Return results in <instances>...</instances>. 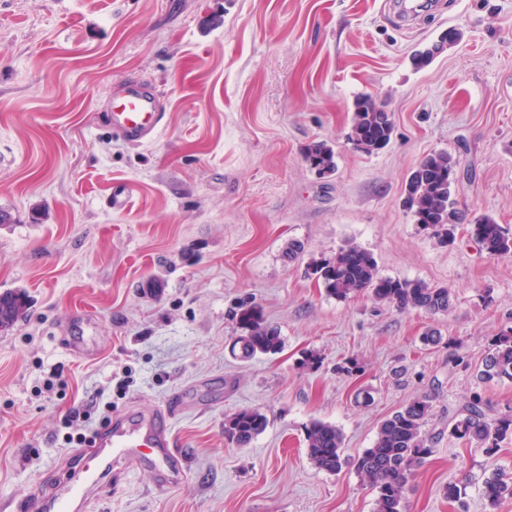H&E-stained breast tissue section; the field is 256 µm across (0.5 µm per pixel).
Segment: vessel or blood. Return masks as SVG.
I'll return each mask as SVG.
<instances>
[{
    "mask_svg": "<svg viewBox=\"0 0 512 512\" xmlns=\"http://www.w3.org/2000/svg\"><path fill=\"white\" fill-rule=\"evenodd\" d=\"M164 117L162 95L151 85L128 79L113 87L104 121L113 135L143 143L155 137ZM89 327V322L78 323L72 335L62 337V344L77 354L91 353L85 334ZM174 410L169 403L152 412L130 411L102 427L87 448L70 455V477L24 499L22 512H84L89 494L99 489L118 465H151L158 488L166 489L169 473L180 465L169 428Z\"/></svg>",
    "mask_w": 512,
    "mask_h": 512,
    "instance_id": "vessel-or-blood-1",
    "label": "vessel or blood"
}]
</instances>
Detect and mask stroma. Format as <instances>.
<instances>
[{
	"instance_id": "1",
	"label": "stroma",
	"mask_w": 512,
	"mask_h": 512,
	"mask_svg": "<svg viewBox=\"0 0 512 512\" xmlns=\"http://www.w3.org/2000/svg\"><path fill=\"white\" fill-rule=\"evenodd\" d=\"M397 6L0 0V291L23 289L30 304L0 332V512L63 478L64 418L99 392L116 415L180 399L170 429L183 471L163 492L150 470L122 471L90 512H373L355 463L417 397L432 405L434 443L407 512H512V498L492 507L482 495L493 470L512 476V434L493 457L450 435L476 398L489 418L512 415V380L477 376L512 328V254L488 257L468 234L479 216L512 228V0H436L407 30ZM451 28L459 40L414 68ZM128 77L166 101L147 143L103 125ZM361 94L395 126L371 154L348 138ZM314 141L333 147V175L305 163ZM434 152L458 162L465 221L450 242L405 203ZM117 184L131 197L123 210L110 206ZM292 241L304 252L291 262ZM349 244L380 276L448 288V313L328 296L309 265ZM243 298L278 328L279 353L232 356L228 311ZM81 319L93 323L90 355L59 344ZM309 351L317 367H301ZM361 391L370 405L356 404ZM247 408L268 426L240 447L224 420ZM315 420L343 433L336 473L307 456Z\"/></svg>"
}]
</instances>
